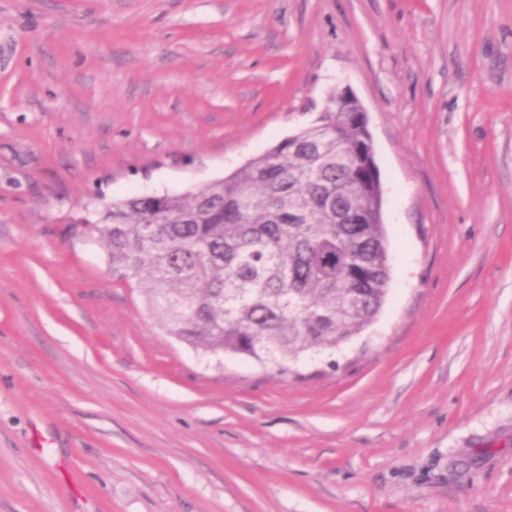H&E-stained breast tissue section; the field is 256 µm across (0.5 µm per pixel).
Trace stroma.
Returning <instances> with one entry per match:
<instances>
[{
    "mask_svg": "<svg viewBox=\"0 0 512 512\" xmlns=\"http://www.w3.org/2000/svg\"><path fill=\"white\" fill-rule=\"evenodd\" d=\"M337 86L391 250L337 369L201 357L70 235ZM0 512H512V0H0Z\"/></svg>",
    "mask_w": 512,
    "mask_h": 512,
    "instance_id": "stroma-1",
    "label": "stroma"
}]
</instances>
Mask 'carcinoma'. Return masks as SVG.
Returning <instances> with one entry per match:
<instances>
[{
	"instance_id": "obj_1",
	"label": "carcinoma",
	"mask_w": 512,
	"mask_h": 512,
	"mask_svg": "<svg viewBox=\"0 0 512 512\" xmlns=\"http://www.w3.org/2000/svg\"><path fill=\"white\" fill-rule=\"evenodd\" d=\"M224 178L113 200L72 225L107 252L164 333L204 356L276 373L330 353L376 320L390 283L384 190L361 163L370 129L354 98Z\"/></svg>"
}]
</instances>
